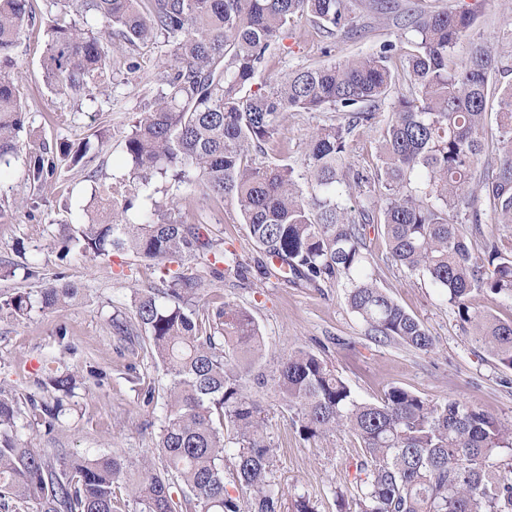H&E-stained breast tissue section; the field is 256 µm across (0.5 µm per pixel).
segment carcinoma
I'll return each mask as SVG.
<instances>
[{
  "label": "carcinoma",
  "instance_id": "carcinoma-1",
  "mask_svg": "<svg viewBox=\"0 0 512 512\" xmlns=\"http://www.w3.org/2000/svg\"><path fill=\"white\" fill-rule=\"evenodd\" d=\"M43 67L48 83L93 96L114 59L103 45L131 50L169 46L161 87L124 137L128 178L91 197L82 224L63 227L59 259L74 251L94 258L131 253L163 269L162 286L138 292L134 321L170 384L154 448L131 461L73 455L57 462L18 436L21 421L53 423L62 403L21 399L0 387V497L18 512H284L274 481L276 448L250 382L273 392L301 439L354 432L365 449L359 512H512V466L489 465L512 448V427L460 400L434 404L401 387L378 402L359 400L319 356L288 351L268 374L256 370L264 341L253 315L231 301L197 308L207 277L247 279L238 255L217 249L206 224L178 215L180 192L232 204L262 255L265 274L300 288H347V304L374 339L429 353L424 324L364 274L366 227L377 223L390 259L422 272L456 308L458 322L502 367L512 369V320L479 316L476 294L512 297V255L489 240L472 252L463 225L480 228L489 213L512 224V82L497 87L494 40L457 45L475 17L469 11L408 14L414 37L366 56L300 67L271 85L258 82L271 49L295 20L314 22L327 37L354 29L351 0H53ZM91 16L98 32L72 13ZM32 20L29 0H0V163L20 150L27 113L9 74V55ZM396 93L381 127L379 162L371 172L343 170L348 137L377 123V107ZM496 107H490V102ZM290 112H341L345 121L312 132L305 143V195L286 160L259 165L253 153L277 143ZM495 125L494 160L477 174ZM56 163L49 149L30 156L27 176L44 186ZM168 182L157 187L156 181ZM381 192L378 213L356 212L342 186ZM163 194L157 201L154 195ZM205 266L187 274L183 262ZM80 288L63 277L37 293L0 297L24 318L60 311ZM164 461L158 471L152 456ZM233 460L236 492L224 481ZM179 487L174 494L173 486ZM124 488L126 496L116 489Z\"/></svg>",
  "mask_w": 512,
  "mask_h": 512
}]
</instances>
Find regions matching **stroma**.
Instances as JSON below:
<instances>
[{
  "instance_id": "1",
  "label": "stroma",
  "mask_w": 512,
  "mask_h": 512,
  "mask_svg": "<svg viewBox=\"0 0 512 512\" xmlns=\"http://www.w3.org/2000/svg\"><path fill=\"white\" fill-rule=\"evenodd\" d=\"M372 2L352 0V35L326 38L311 21L296 20L283 48L270 56L263 80L279 79L300 66L370 53L382 43L410 35L407 12L412 8L475 12L470 39L458 45V53L468 50L470 40L489 35L505 38L512 49V0H399L385 18L372 10ZM31 3L34 22L12 51V74L27 102V123L18 156L0 168V295L39 290L59 274L78 284L82 294L59 312L35 310L25 318L0 313V386L23 398L49 401L55 395L52 377L77 375L81 385L64 400L66 417L51 426L32 422L20 428V437L57 459L116 451L135 461L158 436L169 378L142 340L130 342L116 335L112 320L132 316L137 290L159 285L162 272L130 254L102 261L73 253L63 261L57 240L61 225L83 222L97 184L126 177L124 137L158 89L157 65L166 47L158 43L138 49V70L105 82L94 98L76 99L45 83L46 30L55 8L52 0ZM342 119L339 112L289 113L283 129L288 150L283 155L296 173L304 171L308 136ZM379 136L378 126L355 128L346 166L373 168ZM63 143L87 144L88 153L78 163L57 154L48 184L30 183L29 155L45 146L57 153ZM283 155L269 151L262 160L275 162ZM181 213L188 223L209 225L213 238L249 265L248 279L214 278L209 288L216 301L229 300L250 311L265 340L266 364L300 347L322 356L359 400L378 401L396 386L433 403L467 401L512 424V370L503 369L461 331L454 307L426 274L387 262L383 234L372 230L367 235L372 255L368 272L426 325L435 340L430 353L367 336L348 308L342 287L297 288L264 275L257 265L260 254L230 203L189 193ZM260 401L277 449L274 477L285 505L304 497L316 512H357V466L363 458L359 439L341 430L325 439L302 440L274 395H261Z\"/></svg>"
}]
</instances>
